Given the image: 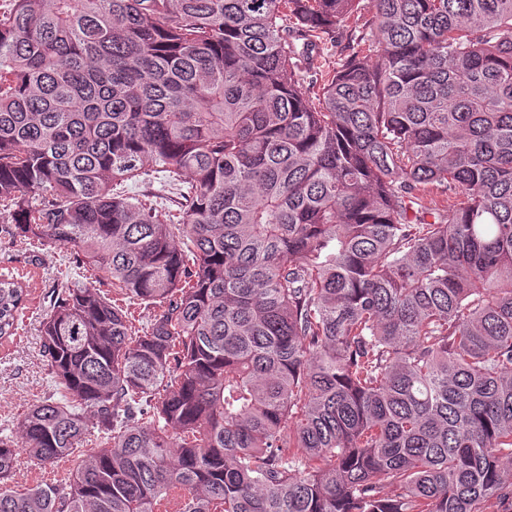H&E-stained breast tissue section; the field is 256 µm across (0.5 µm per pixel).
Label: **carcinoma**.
Segmentation results:
<instances>
[{
    "label": "carcinoma",
    "instance_id": "cac0c4a2",
    "mask_svg": "<svg viewBox=\"0 0 512 512\" xmlns=\"http://www.w3.org/2000/svg\"><path fill=\"white\" fill-rule=\"evenodd\" d=\"M367 5L0 4V221L157 310L61 285L0 512H512V0ZM367 1L368 0H362L360 3L359 8H361V11L359 12L358 10V16H360L362 21L359 22L356 28H354V25L353 28L352 26L344 28V30H340V32L336 33L335 37L320 45L321 55L326 60L327 65L330 66V69L336 66V62H338L340 57H343L342 55L349 52V46H351V49L355 47V50L359 48H357V43H359L361 37L364 36L365 40L372 38L371 29L368 27V24L362 26L366 20L371 18V13L366 7ZM72 468V462L67 461L66 463H61L58 467L55 468H44L42 466L36 465L34 463H24L21 468L17 471L14 484L15 486H19V489L24 487H30L40 482H54L55 479H58L57 473L63 471L67 472V470Z\"/></svg>",
    "mask_w": 512,
    "mask_h": 512
}]
</instances>
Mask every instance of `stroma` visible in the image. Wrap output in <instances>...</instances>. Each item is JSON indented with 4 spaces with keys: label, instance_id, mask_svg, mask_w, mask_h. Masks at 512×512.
<instances>
[{
    "label": "stroma",
    "instance_id": "stroma-1",
    "mask_svg": "<svg viewBox=\"0 0 512 512\" xmlns=\"http://www.w3.org/2000/svg\"><path fill=\"white\" fill-rule=\"evenodd\" d=\"M72 258L73 251L67 246L0 238V274L20 273L30 284L18 334L0 343V430L11 427L31 404L53 393L39 326Z\"/></svg>",
    "mask_w": 512,
    "mask_h": 512
}]
</instances>
